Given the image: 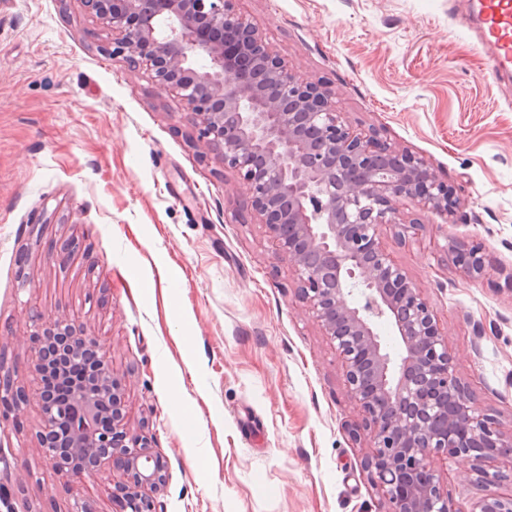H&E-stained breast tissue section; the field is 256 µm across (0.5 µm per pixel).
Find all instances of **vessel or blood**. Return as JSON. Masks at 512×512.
<instances>
[{
    "label": "vessel or blood",
    "instance_id": "obj_1",
    "mask_svg": "<svg viewBox=\"0 0 512 512\" xmlns=\"http://www.w3.org/2000/svg\"><path fill=\"white\" fill-rule=\"evenodd\" d=\"M473 33L488 54L495 76L512 75V0H473Z\"/></svg>",
    "mask_w": 512,
    "mask_h": 512
}]
</instances>
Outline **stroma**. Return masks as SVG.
Returning a JSON list of instances; mask_svg holds the SVG:
<instances>
[{
    "label": "stroma",
    "mask_w": 512,
    "mask_h": 512,
    "mask_svg": "<svg viewBox=\"0 0 512 512\" xmlns=\"http://www.w3.org/2000/svg\"><path fill=\"white\" fill-rule=\"evenodd\" d=\"M235 9L291 72L335 92L347 124L423 156L462 199L445 223L400 202L426 240L384 242L447 330L477 407L512 431V82L493 80L461 0ZM247 198L185 103L113 57L111 30L82 0H0V353L15 379L30 380L32 309L78 316L127 383L130 435L167 461L164 512H377L334 345L267 227L241 222ZM450 237L481 244V275L446 255ZM162 267L181 316L144 289ZM177 370L186 413L167 403ZM38 422L32 406L0 421V487L32 512H67ZM435 467L458 507L512 492L506 478L459 480L463 458ZM124 481L116 470L76 486L95 512H120L108 489Z\"/></svg>",
    "instance_id": "35a3bbf8"
}]
</instances>
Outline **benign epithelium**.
Here are the masks:
<instances>
[{
  "label": "benign epithelium",
  "mask_w": 512,
  "mask_h": 512,
  "mask_svg": "<svg viewBox=\"0 0 512 512\" xmlns=\"http://www.w3.org/2000/svg\"><path fill=\"white\" fill-rule=\"evenodd\" d=\"M83 3L116 34L112 56L181 97L198 140L248 185L250 214L288 258L297 298L341 360L361 414L346 433L354 444L369 440L363 472L379 512H512V494L467 510L448 500L435 459L465 457L463 478H484L496 464L512 467V433L474 408L447 331L383 242L386 227L404 244L424 231L418 219L402 218L398 201L446 221L460 205L453 188L424 158L352 129L331 91L288 71L233 0ZM444 251L467 274L482 272L479 246L449 237ZM382 317L401 338L397 360L372 327ZM28 342L32 385H15L0 361V419L13 406H36L38 445L58 473L120 470L122 500L156 512L151 494L167 462L146 437L129 434L124 384L97 338L76 317L35 310Z\"/></svg>",
  "instance_id": "7a95c632"
}]
</instances>
